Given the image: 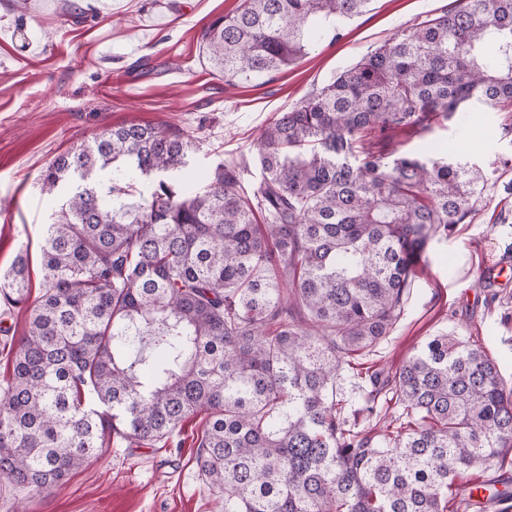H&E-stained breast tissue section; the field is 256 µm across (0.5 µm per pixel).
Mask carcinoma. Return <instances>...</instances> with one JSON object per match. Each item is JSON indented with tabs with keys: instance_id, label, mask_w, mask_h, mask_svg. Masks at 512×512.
Listing matches in <instances>:
<instances>
[{
	"instance_id": "1",
	"label": "carcinoma",
	"mask_w": 512,
	"mask_h": 512,
	"mask_svg": "<svg viewBox=\"0 0 512 512\" xmlns=\"http://www.w3.org/2000/svg\"><path fill=\"white\" fill-rule=\"evenodd\" d=\"M369 2L243 0L202 31L203 51L233 86L290 66ZM473 102L512 112V0H455L277 113L251 198L232 159L180 184L196 137L169 126L106 128L56 157L48 194L71 172L107 179L69 193L45 231L43 294L0 389V478L40 493L202 414L194 463L224 512H447L456 476L512 452L496 362L434 337L382 384L397 412L374 436L329 389L389 335L429 239L485 183L458 161L383 165L373 138ZM28 282L20 251L0 275L5 308Z\"/></svg>"
}]
</instances>
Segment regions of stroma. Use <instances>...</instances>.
Masks as SVG:
<instances>
[{
  "label": "stroma",
  "mask_w": 512,
  "mask_h": 512,
  "mask_svg": "<svg viewBox=\"0 0 512 512\" xmlns=\"http://www.w3.org/2000/svg\"><path fill=\"white\" fill-rule=\"evenodd\" d=\"M242 0H0V269L26 248L28 304L0 313V386L8 349L25 331L42 292L40 245L46 224L80 183L47 196L39 179L58 155L107 127L167 124L197 133L189 158L198 177L233 158L240 191L262 182L256 139L274 117L402 28L447 11L452 0H370L339 31L324 33L288 70L232 87L213 74L201 33ZM470 119L449 118L429 130H389L375 155L446 157L448 143L467 144L458 160L483 171L476 211L431 239L415 266L404 307L389 336L355 352V362L393 377L417 347L436 336L477 341L512 385V269L496 281L479 273L490 252L512 255V112L474 103ZM201 421L185 425L181 446L107 448L59 488L33 494L0 481V512H224V500L199 476L193 460ZM512 476V456L458 475L448 512H500L466 507L472 480Z\"/></svg>",
  "instance_id": "obj_1"
}]
</instances>
